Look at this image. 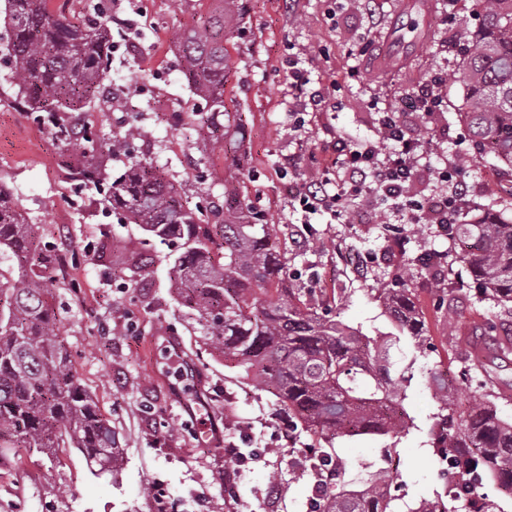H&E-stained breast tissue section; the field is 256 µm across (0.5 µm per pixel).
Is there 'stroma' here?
<instances>
[{
    "instance_id": "35a3bbf8",
    "label": "stroma",
    "mask_w": 512,
    "mask_h": 512,
    "mask_svg": "<svg viewBox=\"0 0 512 512\" xmlns=\"http://www.w3.org/2000/svg\"><path fill=\"white\" fill-rule=\"evenodd\" d=\"M418 20L400 12L396 0H377L368 14L363 0H242L245 15L238 31L226 35L233 64L225 76V95L234 98L246 131V153L239 166H227L235 146L215 140L205 127L188 119L196 98L182 73L171 42L175 32L191 28L202 13L199 0H112L113 15L130 19L134 51L118 50L106 80L116 99L91 103L87 111L96 135L140 126L128 155L103 158L108 172L124 171L130 158L148 155L178 181L197 182L201 195L216 196L246 188L275 230L296 229L311 220L315 235L295 260L296 267L324 288L341 289L338 303L346 322L369 335L390 331L376 302L396 267L415 266L427 252H467L468 240L449 241L435 230L411 237L405 254L389 249L390 210L358 204L349 223L329 214L305 217L292 199L294 186L280 174L286 156H295L301 175L312 177L335 157L328 129L345 128L362 137L377 133L371 101H393L417 90L434 73L450 72L476 29L475 0H447ZM371 36L374 51L359 56L352 48ZM296 54L310 78V89L327 92L333 108L309 115L304 131L289 134L282 61ZM463 88L448 83L441 116L444 132L433 143L438 156L456 159L470 152L465 125L457 117ZM80 144L61 145L12 103L0 102V184L23 206L41 242L56 246L70 261L68 274L50 270L52 304L73 365L115 430L123 450L115 479L89 475L82 455L68 450L55 468L42 466L40 453L20 449L18 458L0 464V512H311L315 476L293 469L291 461L308 443L306 435L279 440L283 417L273 397L238 382L223 361L201 353L192 321L169 286L177 250L145 239L134 224L120 223L104 211L102 194L85 190L74 196L66 165L79 158ZM495 161L486 156L464 168L469 205H497L501 180L491 179ZM143 251L152 275L142 288H124L117 277L128 249ZM346 252L369 255L366 272L339 266ZM459 293L461 314L456 335L435 314L436 296L425 274L415 286L437 363L456 381L472 342L483 336L489 319L497 333H512V319L495 317L490 303L479 301L463 263L450 274ZM415 424L399 441L379 435L337 443L336 452L349 476L363 478L391 452L409 495L419 499L443 485L440 466L426 445L425 429L438 409L425 371L414 369L402 401ZM240 443L257 459L229 470L225 441Z\"/></svg>"
}]
</instances>
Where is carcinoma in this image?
Segmentation results:
<instances>
[{"label":"carcinoma","mask_w":512,"mask_h":512,"mask_svg":"<svg viewBox=\"0 0 512 512\" xmlns=\"http://www.w3.org/2000/svg\"><path fill=\"white\" fill-rule=\"evenodd\" d=\"M215 2L191 29L174 33L172 42L186 82L204 102V110L190 118L237 135L240 150L241 118L224 101L232 64L224 30L239 26L242 4ZM478 8V29L463 47L459 69L449 74L464 89L458 116L473 147L457 163L467 166L489 147L511 184L512 0H480ZM97 11L96 22L81 25L51 0H0L13 100L26 117L51 127L60 143L80 138L83 162L69 175L104 192L123 223L180 243L170 288L198 325L202 343L246 383L272 394L288 426L309 436L297 464L315 474L316 512H505L485 497L475 499L487 473L512 482V417L502 413L508 400L491 379H478L477 370L488 375L496 360L509 358L512 337L492 347L473 346L455 384L426 367L439 405L427 430L429 445L439 463L452 459L447 474L455 498L436 491L409 499L402 473L383 466L359 488H346L336 440L365 434L398 439L414 427L402 412L401 394L418 359L434 350L413 288L414 271L397 269L379 289L376 301L392 330L369 336L340 318L336 289L315 287L291 264L297 242L263 223L248 196L227 193L206 211L192 203L194 183H174L147 157L107 181L93 132L79 121L85 105L102 95L112 55L111 13L102 3ZM140 136V127L131 124L105 143L106 151L126 156L130 141ZM451 232L474 241L460 261L480 298L497 315L512 318V217L484 211L451 225ZM55 251L35 238L25 212L0 185V261H12L0 265V462L17 456L19 448H35L53 465L59 449L75 448L94 477L113 478L120 466L118 439L74 370L48 301L46 274ZM128 270L142 280L152 273L136 252ZM456 291L451 282L436 289L437 308L451 330ZM473 383L482 394L460 412L456 396Z\"/></svg>","instance_id":"carcinoma-1"}]
</instances>
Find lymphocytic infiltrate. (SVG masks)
Masks as SVG:
<instances>
[{
    "instance_id": "f902f5d3",
    "label": "lymphocytic infiltrate",
    "mask_w": 512,
    "mask_h": 512,
    "mask_svg": "<svg viewBox=\"0 0 512 512\" xmlns=\"http://www.w3.org/2000/svg\"><path fill=\"white\" fill-rule=\"evenodd\" d=\"M448 79L431 75L416 91L406 95L404 108H386L378 114L382 139H362L346 131L335 132L336 160L331 170L303 179L298 204L309 215L321 212L343 217L346 199H366L392 206L404 223L455 224L466 202L467 187L456 176L455 164L431 166L428 155L432 137L417 134L418 124L436 128L444 110L442 88ZM308 78L298 62L288 65V115L293 130H300L306 111L321 112L328 107L322 91H308ZM437 183L445 188L443 204L426 209L412 195L415 183Z\"/></svg>"
}]
</instances>
